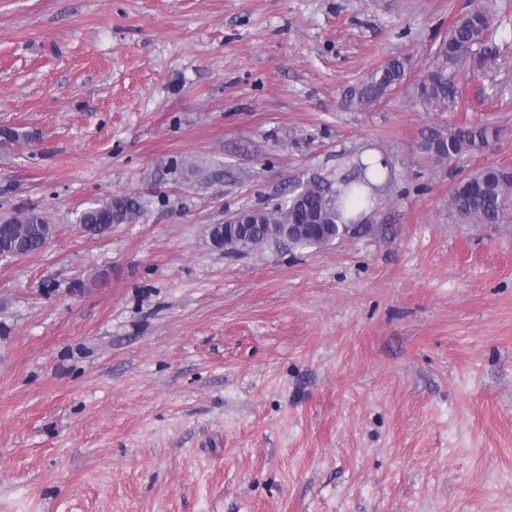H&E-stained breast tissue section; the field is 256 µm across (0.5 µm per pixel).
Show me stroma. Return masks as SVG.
<instances>
[{"label":"stroma","mask_w":512,"mask_h":512,"mask_svg":"<svg viewBox=\"0 0 512 512\" xmlns=\"http://www.w3.org/2000/svg\"><path fill=\"white\" fill-rule=\"evenodd\" d=\"M476 7L497 27L426 111ZM475 119L483 151L418 150ZM0 128V216L56 228L0 262V512H512V222L448 204L512 169V0H0ZM367 150L394 171L369 235L212 246ZM109 196L137 220L86 236ZM493 17L484 9H474L459 18L434 52L432 67L417 83L416 96L428 111L448 109L457 97L456 69L468 51L486 41ZM406 75L405 63L399 59L387 62L376 70L358 91L363 104H372L386 98ZM496 134L494 128L480 123L449 128L448 131L430 128L421 134L418 149L437 163L450 164L464 155L482 151ZM140 211L137 200L129 196H114L97 200L77 217V223L90 236H102L112 231L114 224H131Z\"/></svg>","instance_id":"1"}]
</instances>
